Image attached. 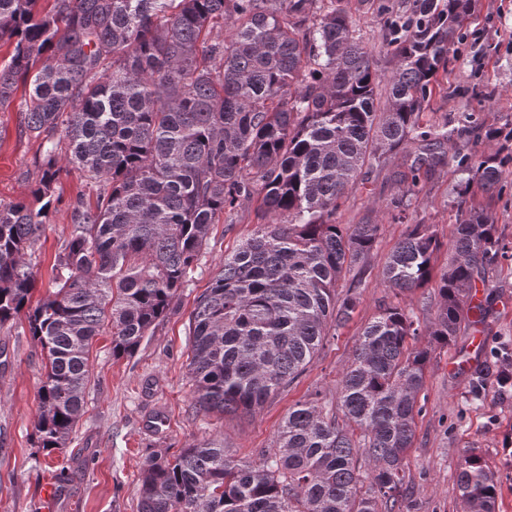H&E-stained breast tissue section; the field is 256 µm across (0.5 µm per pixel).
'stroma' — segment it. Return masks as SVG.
<instances>
[{
  "label": "stroma",
  "mask_w": 512,
  "mask_h": 512,
  "mask_svg": "<svg viewBox=\"0 0 512 512\" xmlns=\"http://www.w3.org/2000/svg\"><path fill=\"white\" fill-rule=\"evenodd\" d=\"M381 0H350L362 41L375 52L379 70L390 67L384 48ZM441 87L424 114L427 122L473 112L486 124L512 128V0H478L476 19L456 59L440 78ZM23 91L0 106V200H32L33 160L39 143L24 131ZM405 153L389 155L384 168L356 183L336 213L340 224L374 222L376 244L364 264L352 320L328 337L314 363L285 390L252 414L219 415L195 408L187 369L189 317L197 297L209 286L224 257L259 227L256 206L243 204L235 223L211 228L200 260L165 315L133 355L113 358L111 338L96 337L89 351L90 382L85 413L66 447L46 451L35 445L39 389L45 377L43 353L25 316L0 328V512H138L140 476L155 454L177 456L208 439L223 441L235 459L254 460L272 447L279 427L296 403L320 396L335 403L342 374L364 327L380 309H404L420 325L434 318L439 301L435 284L411 293L385 288L380 274L395 246L415 224H429L448 241L455 224L451 198L459 175L446 166L432 176L419 196L403 199L394 178L404 170ZM60 202L36 244L33 300L53 288L55 257L70 228L69 206L92 198L93 186L78 174L61 176L54 187ZM401 220H392L395 201ZM486 309L481 323L466 326L447 345L433 347L418 395L421 412L408 451L412 485L410 512H464L456 486L458 465L468 450L481 453L497 479L496 512H512V397L496 395L491 382L475 393L453 362L474 350L493 379L501 366L497 351L512 350V258L488 265L477 281ZM53 483L55 494L42 489Z\"/></svg>",
  "instance_id": "1"
}]
</instances>
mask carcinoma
Listing matches in <instances>:
<instances>
[{
  "label": "carcinoma",
  "mask_w": 512,
  "mask_h": 512,
  "mask_svg": "<svg viewBox=\"0 0 512 512\" xmlns=\"http://www.w3.org/2000/svg\"><path fill=\"white\" fill-rule=\"evenodd\" d=\"M348 0H0V105L28 88L24 128L39 207L0 203V327L25 314L47 359L37 446L66 447L84 413L89 348L103 331L112 357L132 355L165 315L200 260L211 226L234 223L256 201L263 227L231 253L191 314L188 373L199 409L251 412L309 366L331 328L351 318L363 285H336L365 261L378 225L336 223L357 181L408 152L404 195L453 164L460 174L453 257L415 224L381 272L411 292L436 281L439 305L425 328L397 306L367 325L340 381L337 408L319 399L288 410L272 448L243 462L208 440L172 459L151 456L138 512H405L406 453L432 346L483 314L470 291L483 266L506 254L492 212L468 201L501 188L512 129L458 126L422 114L448 71L476 0L381 5L392 67L381 74L356 36ZM386 83L387 104L375 88ZM500 141L477 156L456 148L459 128ZM68 142L60 163L61 140ZM77 172L95 199L70 204L53 291L31 305L32 255L50 223L53 186ZM369 483H364V480ZM456 485L466 512H495L496 477L465 454Z\"/></svg>",
  "instance_id": "carcinoma-1"
}]
</instances>
